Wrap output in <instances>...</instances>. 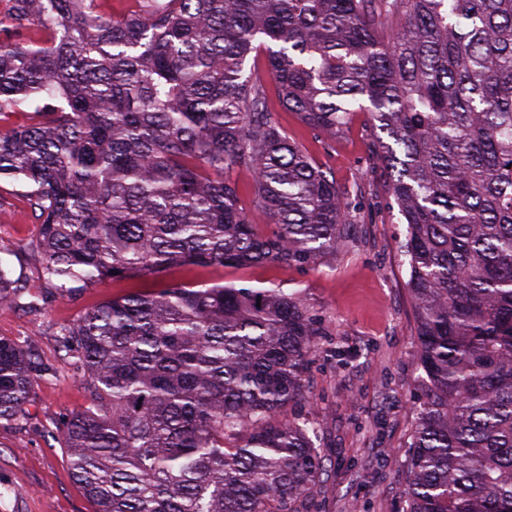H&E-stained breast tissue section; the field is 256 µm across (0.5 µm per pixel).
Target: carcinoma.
<instances>
[{
	"label": "carcinoma",
	"mask_w": 512,
	"mask_h": 512,
	"mask_svg": "<svg viewBox=\"0 0 512 512\" xmlns=\"http://www.w3.org/2000/svg\"><path fill=\"white\" fill-rule=\"evenodd\" d=\"M0 178L28 187L61 294L172 269H304L348 246L351 194L274 122L369 117L426 374L404 512H512V0H11ZM32 24L50 37L32 44ZM274 226L262 233L240 184ZM22 285L0 260V306ZM322 335L297 293L171 286L59 328L90 407L58 428L97 512H305L325 474L304 399ZM35 354L0 338V421Z\"/></svg>",
	"instance_id": "obj_1"
}]
</instances>
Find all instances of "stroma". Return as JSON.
I'll return each mask as SVG.
<instances>
[{
	"mask_svg": "<svg viewBox=\"0 0 512 512\" xmlns=\"http://www.w3.org/2000/svg\"><path fill=\"white\" fill-rule=\"evenodd\" d=\"M271 111L340 185L372 181L374 162L361 124L332 143L279 104ZM25 192V185L0 180V245L8 247L5 261L24 286L17 304L0 307V337L33 343L49 372L34 379L25 416L0 422V512H95L58 440L62 420L89 405L82 372L61 347V324L136 289L233 281L299 293L322 321L306 399L284 413L288 419L299 410L308 414L330 466L313 493L314 512H403L412 407L426 375L416 357L408 274L398 258L406 227L384 191L365 197L350 245L316 266L210 268L198 276L174 270L154 281H107L72 296L57 295L43 283L35 250L41 224Z\"/></svg>",
	"mask_w": 512,
	"mask_h": 512,
	"instance_id": "obj_1",
	"label": "stroma"
}]
</instances>
